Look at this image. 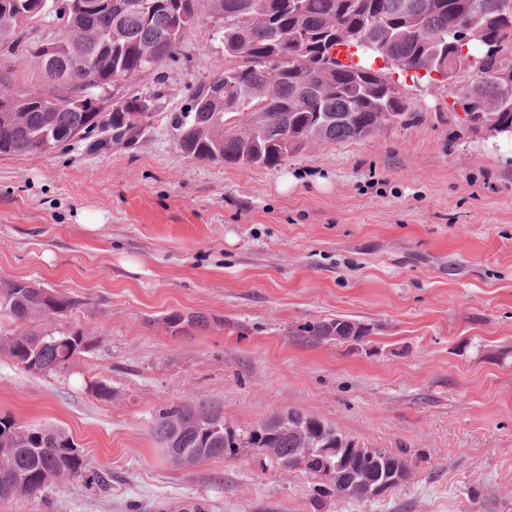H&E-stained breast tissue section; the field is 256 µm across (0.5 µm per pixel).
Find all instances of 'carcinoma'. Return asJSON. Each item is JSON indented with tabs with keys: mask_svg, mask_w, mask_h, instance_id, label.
<instances>
[{
	"mask_svg": "<svg viewBox=\"0 0 512 512\" xmlns=\"http://www.w3.org/2000/svg\"><path fill=\"white\" fill-rule=\"evenodd\" d=\"M57 2L53 56L38 46L31 54L46 78L69 93L35 94L28 112L0 109V155L49 154L72 133L84 139L104 134L100 146L136 137L159 109L160 94L126 96L112 102L110 112L81 110L71 101L177 60L198 19V0H112L111 11L92 18L82 12V0ZM213 14L224 42V72L196 87L188 110L173 118L177 145L190 158L274 168L311 140H361L386 123L405 124L411 113L402 86L385 73L389 68L448 86L458 73L476 71L480 80L453 92L450 110L492 116L512 141V86L498 78L512 73V0H213ZM40 19L0 11V45L18 52ZM461 24L471 35L465 53L455 35ZM340 44L356 48L357 65L333 57ZM379 58L383 65L376 69ZM74 305L66 296L44 295L34 282L0 298V317L27 324L64 315ZM341 325L315 324L306 331L322 339L338 334ZM94 345L78 327L30 330L0 342L18 364L39 349L38 361L24 370L42 375L68 373L73 356ZM286 413L307 425L309 447L336 439L338 430L326 421L294 409ZM3 418L25 437L10 452H0L1 499L37 496L62 477L78 476L88 486L102 481L84 466L64 431ZM279 418L233 433L217 403L172 404L159 410L153 434L176 465L234 456L237 434L256 448L277 449L275 462L292 470L302 439L282 433ZM175 424L179 433L171 448Z\"/></svg>",
	"mask_w": 512,
	"mask_h": 512,
	"instance_id": "obj_1",
	"label": "carcinoma"
}]
</instances>
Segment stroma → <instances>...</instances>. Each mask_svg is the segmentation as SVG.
Returning a JSON list of instances; mask_svg holds the SVG:
<instances>
[{
    "label": "stroma",
    "mask_w": 512,
    "mask_h": 512,
    "mask_svg": "<svg viewBox=\"0 0 512 512\" xmlns=\"http://www.w3.org/2000/svg\"><path fill=\"white\" fill-rule=\"evenodd\" d=\"M199 9L178 62L100 94L163 90L134 144L0 156V281L74 300L34 330L96 341L66 375L0 350V415L65 429L105 478L0 512H512V146L452 112L450 88L407 79L409 125L314 141L272 169L188 158L170 116L224 69L211 0ZM0 79L54 89L21 54L0 53ZM172 313L207 323L176 333ZM336 319L368 337L306 336ZM198 401L244 431L286 408L317 416L400 454L410 477L361 500L252 447L173 465L154 418Z\"/></svg>",
    "instance_id": "1"
}]
</instances>
